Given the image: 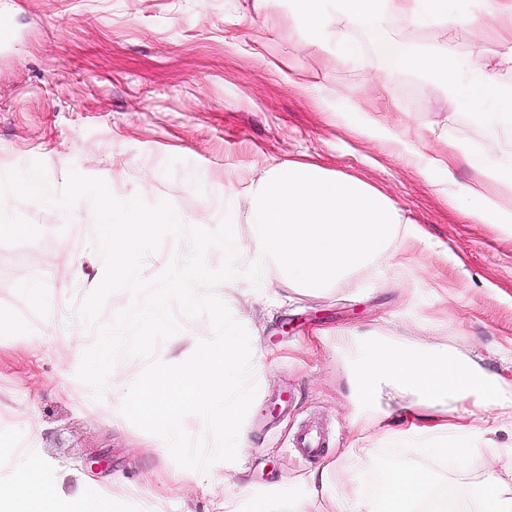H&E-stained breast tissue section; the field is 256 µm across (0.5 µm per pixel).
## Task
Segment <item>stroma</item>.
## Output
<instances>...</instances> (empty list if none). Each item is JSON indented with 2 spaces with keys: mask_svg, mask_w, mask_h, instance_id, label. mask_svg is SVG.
Returning a JSON list of instances; mask_svg holds the SVG:
<instances>
[{
  "mask_svg": "<svg viewBox=\"0 0 512 512\" xmlns=\"http://www.w3.org/2000/svg\"><path fill=\"white\" fill-rule=\"evenodd\" d=\"M0 21L12 30L0 46V174L40 160L57 190L73 168L117 180L119 199H166L190 225L213 230L243 208L210 209L225 181L247 180L269 159L296 160L366 180L426 233L398 255L401 280L368 269L281 307L240 283L214 287L256 340L257 393L242 426L248 448L193 481L120 412L141 358L120 356L99 399L75 376L71 350L94 334L72 305L104 273L90 201L68 215L6 206L42 235L0 244V472L33 451L53 476L95 488L101 512L116 496L129 512H224L225 500L245 492L270 497L271 512H334L333 496L348 487L378 498L380 479L397 467L437 474L458 495L488 473L512 490V239L462 219L433 195L431 169L357 131L368 111L422 153L476 152L481 98L455 105L433 78L400 65L407 52L440 43L469 70L470 31L347 26L343 38L359 49L349 58L301 32L286 0L260 16L253 0H0ZM373 72L389 82L370 80ZM180 323L158 350L169 363L212 335L206 318ZM352 329L445 345L499 377L504 404L489 411L490 430L474 439L464 468L423 453L432 441L424 431L398 438L433 423L407 397L385 392L377 421L358 409L336 351L337 334ZM305 427L324 434L320 457L295 448ZM92 456L107 467L92 469ZM322 468L326 489L311 495L300 480Z\"/></svg>",
  "mask_w": 512,
  "mask_h": 512,
  "instance_id": "stroma-1",
  "label": "stroma"
}]
</instances>
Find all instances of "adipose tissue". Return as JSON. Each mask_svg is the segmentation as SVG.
<instances>
[{
	"label": "adipose tissue",
	"instance_id": "1",
	"mask_svg": "<svg viewBox=\"0 0 512 512\" xmlns=\"http://www.w3.org/2000/svg\"><path fill=\"white\" fill-rule=\"evenodd\" d=\"M296 26L311 39L331 45L338 25L368 20L380 27L440 29L448 23L496 33L500 63L512 66V0H471L469 10L452 15L448 0H288ZM474 66L463 71L444 45L407 53V70L431 75L449 89L454 102L478 89L489 101L475 121L486 131L482 162L472 178L456 173L455 149L422 154L405 144L400 133L373 116L359 126L368 138L400 145L405 155L442 173L435 193L449 200L468 221L495 225L512 238V168L494 161L495 132L512 129V88L485 73L484 46H474ZM225 194L240 193L244 221L250 226L248 243L238 241L232 228L224 230L225 276L246 283L259 282L267 270L277 272L276 303L295 294L318 295L353 279L367 268L390 271L396 252L423 230H409L396 203L367 181L322 166L271 162L243 186L228 183ZM346 359L349 388L356 401L373 404L383 389L410 395L419 408L441 410L472 399L498 406L500 383L474 360L440 345L419 341L397 343L378 335H353ZM440 479L419 468L403 467L385 478L383 500L372 502L345 495L337 512H425L426 498ZM472 512H512V494L496 477H487L467 494ZM0 512H100L95 497L68 491L48 482L35 454L22 456L13 474L0 475Z\"/></svg>",
	"mask_w": 512,
	"mask_h": 512
}]
</instances>
